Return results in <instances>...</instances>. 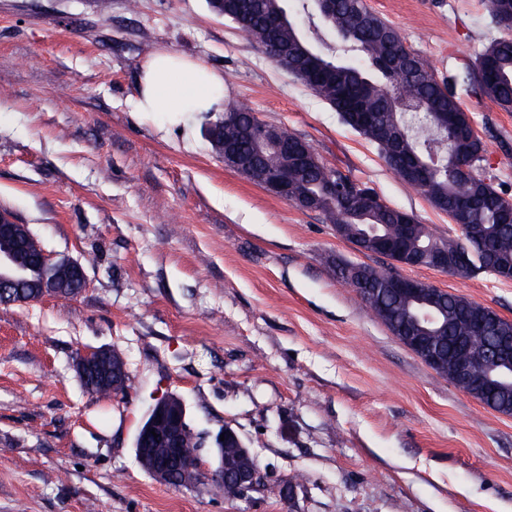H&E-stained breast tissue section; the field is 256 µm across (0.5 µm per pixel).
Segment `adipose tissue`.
<instances>
[{"label": "adipose tissue", "mask_w": 512, "mask_h": 512, "mask_svg": "<svg viewBox=\"0 0 512 512\" xmlns=\"http://www.w3.org/2000/svg\"><path fill=\"white\" fill-rule=\"evenodd\" d=\"M224 80L196 60L162 50L142 66L137 109L166 112L178 121L194 113L218 111Z\"/></svg>", "instance_id": "adipose-tissue-1"}]
</instances>
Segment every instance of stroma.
Returning <instances> with one entry per match:
<instances>
[{"label": "stroma", "instance_id": "35a3bbf8", "mask_svg": "<svg viewBox=\"0 0 512 512\" xmlns=\"http://www.w3.org/2000/svg\"><path fill=\"white\" fill-rule=\"evenodd\" d=\"M366 3L440 79L507 34L484 0ZM160 50L223 74L225 100L436 236L459 232L207 0H0V212L89 282L74 300L0 305V512H512V415L393 337L336 276L382 258L225 168L206 115L180 129L136 111ZM454 91L512 198V111ZM405 274L512 321V280ZM101 347L126 359L124 397L87 394L75 372ZM171 394L193 433L239 434L264 489L229 501L142 468L135 437ZM294 477L292 501L271 494Z\"/></svg>", "mask_w": 512, "mask_h": 512}]
</instances>
